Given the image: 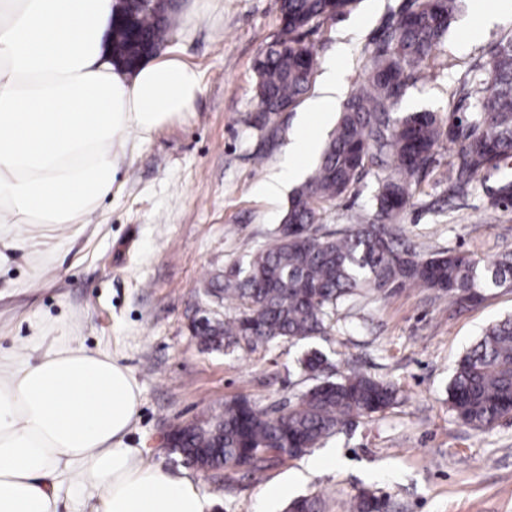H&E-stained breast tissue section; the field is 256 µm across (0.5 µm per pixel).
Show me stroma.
Returning <instances> with one entry per match:
<instances>
[{"label":"stroma","mask_w":512,"mask_h":512,"mask_svg":"<svg viewBox=\"0 0 512 512\" xmlns=\"http://www.w3.org/2000/svg\"><path fill=\"white\" fill-rule=\"evenodd\" d=\"M169 51L195 66L201 91L183 113L136 145L111 195L87 227L48 229L37 259L0 260V353L34 351L33 336H72L129 368L140 388L130 437L147 459L194 477L210 512H287L291 500L319 497L322 512H351L364 491L388 512H512V417L477 432L448 407L459 359L491 324L512 316V288H489L481 303L458 308L449 296L413 286L380 296L362 291L340 307L327 334L224 351L200 348L189 329L205 310L224 319L235 305L205 295L212 276L247 266L272 239L293 183L268 198L262 184L281 169L306 106L272 116L275 136L252 127L257 111L253 63L280 28L275 0H174ZM406 0H356L350 11L308 34L318 67L335 61L345 86L362 76L367 48ZM479 0H463L418 81L403 99L414 111H468L459 86L512 40V16L483 26ZM458 147L441 144L412 189L399 222L422 255L465 252L480 263L512 252V207L490 209L482 189L448 194V164ZM378 176L368 171L321 215L323 230L350 226L369 209ZM326 358L324 377L350 369L392 382L394 405L295 458L256 471L206 473L167 448L166 430L248 399L272 415L313 384L299 360ZM321 461L319 471L306 468ZM286 496L263 500L285 477Z\"/></svg>","instance_id":"obj_1"}]
</instances>
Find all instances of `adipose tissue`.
Wrapping results in <instances>:
<instances>
[{
	"label": "adipose tissue",
	"mask_w": 512,
	"mask_h": 512,
	"mask_svg": "<svg viewBox=\"0 0 512 512\" xmlns=\"http://www.w3.org/2000/svg\"><path fill=\"white\" fill-rule=\"evenodd\" d=\"M114 16L115 0H0V247L36 256L42 227L85 223L132 141L197 98L177 56L115 67ZM139 404L130 370L73 337L0 356V512H58L64 484L91 512H208L188 472L129 444Z\"/></svg>",
	"instance_id": "obj_1"
}]
</instances>
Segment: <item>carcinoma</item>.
Instances as JSON below:
<instances>
[{
  "mask_svg": "<svg viewBox=\"0 0 512 512\" xmlns=\"http://www.w3.org/2000/svg\"><path fill=\"white\" fill-rule=\"evenodd\" d=\"M355 0H276L280 31L257 57L259 114L263 130L270 115L295 105L309 91L316 55L307 32L334 18ZM461 0H407L396 19L371 43L362 79L352 88L334 129L307 180L294 189L272 243L252 256L246 268L231 267L213 279L206 293L243 307L238 316L207 319L194 337L206 350L242 342L251 348L275 339L308 340L330 327L338 306L359 290L387 295L408 286H426L449 295L460 307L483 299L482 289L512 286V253L481 266L462 252L424 257L407 241L400 213L411 188L435 161L439 145L459 142L450 162L448 192L463 195L480 175L497 172L512 157V41L499 44L480 74L466 79L464 97L471 112L397 115L406 88L415 82L435 46L447 32ZM131 25H115L113 60L127 68L137 30L161 46L172 14L159 16L148 5L130 7ZM381 172L372 209L336 233H319L316 224L327 204L344 196L366 168ZM492 209L512 206V177L486 188ZM325 356L310 350L302 369L318 379L288 411L270 416L248 400L224 407L186 427L172 443L199 469L224 468L234 458L266 448L298 454L362 417L394 404V385L351 371L339 381L320 378ZM448 406L463 425L479 432L512 416V317L489 327L458 361L448 385ZM387 502L363 492L353 512H386ZM288 512H319L316 497L292 500Z\"/></svg>",
  "mask_w": 512,
  "mask_h": 512,
  "instance_id": "obj_1",
  "label": "carcinoma"
}]
</instances>
